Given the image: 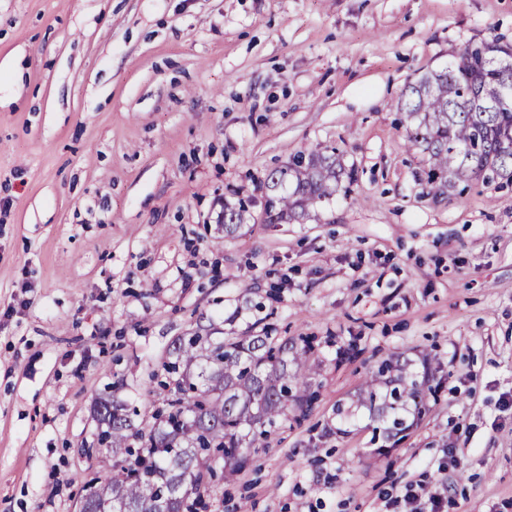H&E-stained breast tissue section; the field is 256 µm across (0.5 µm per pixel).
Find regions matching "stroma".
Listing matches in <instances>:
<instances>
[{"label": "stroma", "instance_id": "obj_1", "mask_svg": "<svg viewBox=\"0 0 512 512\" xmlns=\"http://www.w3.org/2000/svg\"><path fill=\"white\" fill-rule=\"evenodd\" d=\"M480 39L512 45V0H0V512H77L112 469L96 401L148 415L174 338L261 319L310 337L316 398L208 512H383L420 480L512 512V188L436 195L398 109ZM317 146L352 196L263 223ZM395 354L438 391L380 452L336 407ZM249 217L247 205L244 201L238 200L237 203L224 204L223 227L225 237H235Z\"/></svg>", "mask_w": 512, "mask_h": 512}]
</instances>
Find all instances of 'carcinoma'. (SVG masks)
<instances>
[{"instance_id":"cac0c4a2","label":"carcinoma","mask_w":512,"mask_h":512,"mask_svg":"<svg viewBox=\"0 0 512 512\" xmlns=\"http://www.w3.org/2000/svg\"><path fill=\"white\" fill-rule=\"evenodd\" d=\"M400 110L407 142L424 155L428 185L454 189L474 181L512 186V48L472 41L448 66L409 84ZM353 181L336 149L315 148L269 175L266 223L288 224ZM249 218L243 201L224 204V236L233 238ZM253 324L247 336L215 339L195 333L171 344L167 391L152 421L134 424L123 404L97 406V443L122 459L111 475L81 486V512H197L212 485L238 472L268 430L292 411L310 410L314 364L308 342L271 335ZM401 356L368 375L357 406L377 422L375 437L397 441L425 413L436 392L429 373L418 376Z\"/></svg>"}]
</instances>
